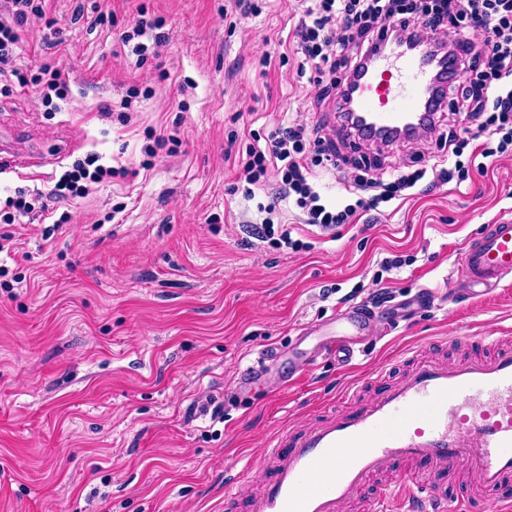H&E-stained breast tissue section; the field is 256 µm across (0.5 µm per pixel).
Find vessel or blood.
Instances as JSON below:
<instances>
[{"mask_svg": "<svg viewBox=\"0 0 512 512\" xmlns=\"http://www.w3.org/2000/svg\"><path fill=\"white\" fill-rule=\"evenodd\" d=\"M454 55L434 63L399 36L380 41L347 81L353 110L372 133L421 122L429 132L440 93L459 82ZM457 274L467 298L483 300L512 282V222L487 224L462 249ZM377 327L375 313L350 306L325 325L305 328L312 350L280 356L267 349L236 381L249 391L269 380L270 394L297 384L312 355L332 357L352 371L362 342ZM490 354L458 362L412 357L402 374L364 400L357 388L339 394L326 415L290 427L264 454L258 494L249 512H348L364 486L396 463H413L433 476L464 471L476 496L447 501L430 483L404 473L381 488L374 512H512V331L501 329Z\"/></svg>", "mask_w": 512, "mask_h": 512, "instance_id": "vessel-or-blood-1", "label": "vessel or blood"}]
</instances>
